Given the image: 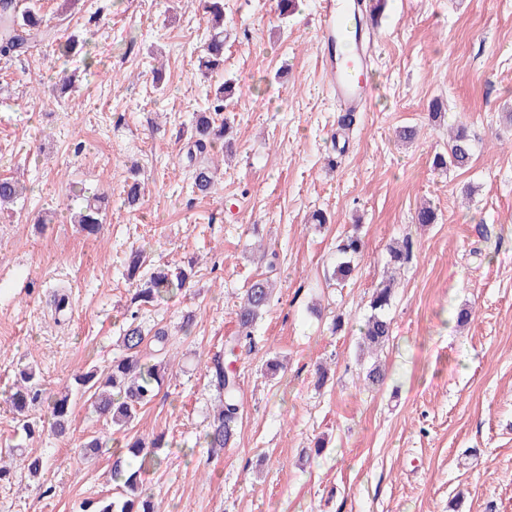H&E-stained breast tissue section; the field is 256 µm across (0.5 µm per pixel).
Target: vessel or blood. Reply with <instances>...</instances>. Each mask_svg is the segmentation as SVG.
I'll list each match as a JSON object with an SVG mask.
<instances>
[{"label": "vessel or blood", "instance_id": "b4317fda", "mask_svg": "<svg viewBox=\"0 0 512 512\" xmlns=\"http://www.w3.org/2000/svg\"><path fill=\"white\" fill-rule=\"evenodd\" d=\"M318 54L324 77L345 112L367 108L364 81L375 34L363 18L361 0H318Z\"/></svg>", "mask_w": 512, "mask_h": 512}]
</instances>
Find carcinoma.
Wrapping results in <instances>:
<instances>
[{"instance_id":"obj_1","label":"carcinoma","mask_w":512,"mask_h":512,"mask_svg":"<svg viewBox=\"0 0 512 512\" xmlns=\"http://www.w3.org/2000/svg\"><path fill=\"white\" fill-rule=\"evenodd\" d=\"M204 13L210 16L212 34L202 55L197 59V70L206 78L224 67V0H198ZM51 30L41 15L38 0H28L19 8L16 0H0V55L19 57L25 54L30 44L50 36ZM233 94V84L226 80L214 88L206 109L193 116L194 146L200 150L214 148L221 144L231 146L232 126L224 120L216 123L215 115L224 111V101ZM474 156V145L467 129L458 126L448 133V148L434 156L432 165L436 169L468 167ZM217 167L208 163L200 164L195 170L194 188L202 196H208L214 185ZM24 195V187L11 178L0 179V209L15 203ZM75 223L89 234L99 230L101 206L95 196L75 216ZM410 242L389 249L390 264L399 267L409 260ZM363 250L360 237L351 235L338 246L344 256L333 269L332 277L341 285L351 277L354 266L352 259ZM143 264L139 251L132 253L128 279L135 284L130 303H156L186 289L190 273L181 268L176 272L159 269L149 277L140 275ZM395 288V277L389 276L380 282L370 299V315L361 329V346L371 356L377 354L391 335V322L386 311L391 304ZM274 288L268 279H257L246 290L245 296L235 312L238 335L225 340V349L233 355L251 339V328L270 306ZM132 322L126 324L121 336L124 355L113 360L104 369L95 365L74 377L75 390L63 393L46 391L39 383L37 371L27 367L19 371L9 395V401L17 414L19 427L27 437L40 430H47L57 437L70 434L73 415V393L88 395L94 412L114 427H127L136 418L138 411L157 395L171 366L166 349V334L154 335L157 349L146 357L142 354L145 340L142 329L135 324L137 312L131 313ZM206 373L217 393L218 404L212 419L199 444L217 453L232 446L242 412L237 378L221 357L206 365ZM44 407L47 417L41 425L29 419V413ZM165 436L158 434L146 440L132 436L112 450V481L121 490L123 499L115 502L109 499L87 501L83 512H156L150 502V495L144 488V474L162 467L164 458L159 450L166 447ZM8 461L0 463V480L9 476L12 464L20 462L29 477H40L43 461L18 445L6 449Z\"/></svg>"}]
</instances>
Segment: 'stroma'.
I'll return each mask as SVG.
<instances>
[{
    "mask_svg": "<svg viewBox=\"0 0 512 512\" xmlns=\"http://www.w3.org/2000/svg\"><path fill=\"white\" fill-rule=\"evenodd\" d=\"M40 5L58 41L85 46L67 58L45 42L0 56V178L27 187L0 212V392L27 365L57 393L120 355L132 251L151 269L191 259L189 287L138 315L167 331L175 364L131 428L166 435V467L144 477L160 512H512V0H383L372 97L340 154L315 0H295L285 16L276 0H224V70L208 83L193 74L210 27L196 0ZM62 71L72 85L57 92ZM226 80L233 149L201 198L191 118L209 83ZM453 124L468 127L474 162L434 169ZM403 126L417 128L413 142L397 139ZM134 159L144 192L131 209ZM96 194L109 206L90 235L71 216ZM425 202L437 221L423 227L414 215ZM317 210L328 223H313ZM354 232L365 248L340 288L330 282L336 246ZM404 240L412 251L379 354L387 379L372 387L359 328L389 245ZM262 277L276 293L236 363L237 441L213 454L197 444L216 400L204 364L223 353L236 306ZM57 293L69 297L66 314L54 310ZM464 307L472 320L461 327ZM277 354L286 367L271 378L264 364ZM73 428L69 441L31 440L44 476L14 469L0 512H82L112 495L110 454L75 448L123 432L80 396ZM318 440L325 450L308 460Z\"/></svg>",
    "mask_w": 512,
    "mask_h": 512,
    "instance_id": "obj_1",
    "label": "stroma"
}]
</instances>
